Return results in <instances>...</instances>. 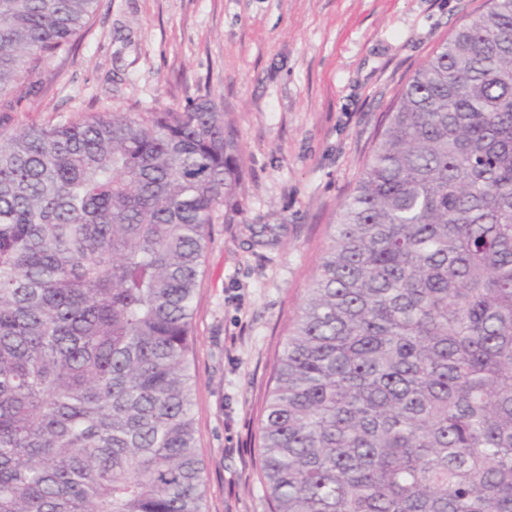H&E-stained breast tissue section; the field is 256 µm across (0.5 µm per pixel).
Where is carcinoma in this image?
Masks as SVG:
<instances>
[{"mask_svg": "<svg viewBox=\"0 0 512 512\" xmlns=\"http://www.w3.org/2000/svg\"><path fill=\"white\" fill-rule=\"evenodd\" d=\"M97 0H0V512H205L193 300L241 131L211 100L7 132ZM271 512H512V0L386 112L274 358Z\"/></svg>", "mask_w": 512, "mask_h": 512, "instance_id": "obj_1", "label": "carcinoma"}]
</instances>
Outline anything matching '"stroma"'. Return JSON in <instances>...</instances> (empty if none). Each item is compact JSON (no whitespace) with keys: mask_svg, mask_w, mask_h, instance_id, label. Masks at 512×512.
Returning a JSON list of instances; mask_svg holds the SVG:
<instances>
[{"mask_svg":"<svg viewBox=\"0 0 512 512\" xmlns=\"http://www.w3.org/2000/svg\"><path fill=\"white\" fill-rule=\"evenodd\" d=\"M486 0H98L10 126L212 100L242 131L241 219L216 213L194 301L205 512H269L258 417L328 226L412 73Z\"/></svg>","mask_w":512,"mask_h":512,"instance_id":"1","label":"stroma"}]
</instances>
